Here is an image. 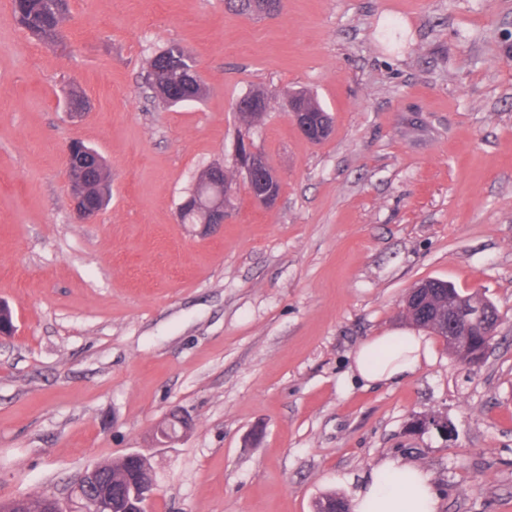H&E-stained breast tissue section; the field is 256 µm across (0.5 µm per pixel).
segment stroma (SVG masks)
<instances>
[{
    "label": "stroma",
    "mask_w": 512,
    "mask_h": 512,
    "mask_svg": "<svg viewBox=\"0 0 512 512\" xmlns=\"http://www.w3.org/2000/svg\"><path fill=\"white\" fill-rule=\"evenodd\" d=\"M61 44L0 0V501L70 508L87 469L140 451L149 512H314L388 457L430 477L440 512H512V0H286L244 16L224 0H66ZM206 87L170 107L146 85L170 42ZM91 109L66 113L69 88ZM280 182L229 220L178 219L208 165L233 168L235 101ZM333 120L307 140L282 103ZM105 157L112 199L77 223L65 145ZM440 279L502 321L484 363L432 337L397 383L353 371L367 339L408 329L403 300ZM194 422L170 448L152 428ZM426 414L453 436L419 431ZM175 59L182 61V64L185 66H189V60L194 61L192 54L187 48L180 45L179 43H172L152 58L149 64L151 73H154L155 69L161 67V64L165 60L172 62ZM252 96L261 97L264 100V104L261 108H253L247 103V99ZM268 105V99L265 94L259 90H253L237 100L236 112L240 118L246 122V125L251 127L252 123L260 119L267 111Z\"/></svg>",
    "instance_id": "1"
}]
</instances>
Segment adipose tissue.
Listing matches in <instances>:
<instances>
[{
  "label": "adipose tissue",
  "mask_w": 512,
  "mask_h": 512,
  "mask_svg": "<svg viewBox=\"0 0 512 512\" xmlns=\"http://www.w3.org/2000/svg\"><path fill=\"white\" fill-rule=\"evenodd\" d=\"M428 354L423 337L396 331L367 339L353 361L364 380L378 383L413 374ZM349 508L350 512H438L439 500L419 467L386 459L365 475L350 498Z\"/></svg>",
  "instance_id": "1"
}]
</instances>
